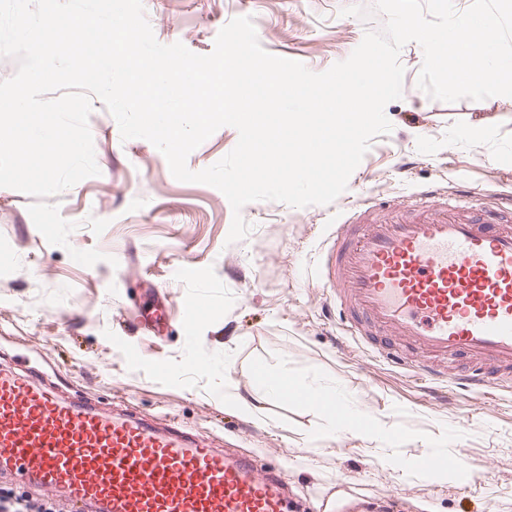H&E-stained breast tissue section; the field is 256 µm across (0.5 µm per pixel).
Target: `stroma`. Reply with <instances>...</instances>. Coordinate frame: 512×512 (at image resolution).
<instances>
[{
    "label": "stroma",
    "instance_id": "stroma-1",
    "mask_svg": "<svg viewBox=\"0 0 512 512\" xmlns=\"http://www.w3.org/2000/svg\"><path fill=\"white\" fill-rule=\"evenodd\" d=\"M352 5L374 0H143L162 44L206 55L225 24L249 16L267 52L316 73L382 27L380 14L343 15ZM400 62L403 95L385 107L392 130L373 139L346 190L329 205L247 204L251 230L232 244L224 194L176 180L156 147L122 140L94 101L99 175L48 198L0 187V352L68 391L173 416L231 451L274 456L302 496L328 495L339 477L355 476L339 512L396 496L403 512H512V387L428 391L341 334L316 277L349 204L364 220L432 185L452 203L467 190L474 210L512 195V99L434 100L417 86L421 46L405 45ZM237 141L234 127H221L190 153L188 168L215 164ZM137 288L169 298L165 335L129 320L126 293ZM199 298L206 312L187 317L186 302ZM268 378L286 382L290 396L266 392ZM314 388L336 393L360 421L358 434L328 436L329 412L305 395ZM244 399L255 401L256 415L241 412ZM459 449L457 476L416 467L425 452Z\"/></svg>",
    "mask_w": 512,
    "mask_h": 512
}]
</instances>
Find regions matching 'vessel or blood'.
Here are the masks:
<instances>
[{"instance_id":"vessel-or-blood-1","label":"vessel or blood","mask_w":512,"mask_h":512,"mask_svg":"<svg viewBox=\"0 0 512 512\" xmlns=\"http://www.w3.org/2000/svg\"><path fill=\"white\" fill-rule=\"evenodd\" d=\"M440 190L360 224L347 219L322 254L319 278L343 329L395 336L371 353L438 386L440 360L471 358L456 387L498 383L512 368V225L463 215ZM140 328L163 334L167 305L128 293ZM421 472L459 469L461 454L420 456ZM55 497L61 512H302L271 459L224 453L180 428L65 396L34 368L0 363V482Z\"/></svg>"}]
</instances>
